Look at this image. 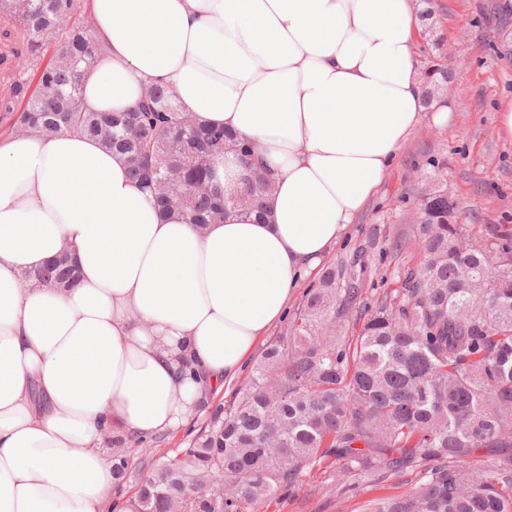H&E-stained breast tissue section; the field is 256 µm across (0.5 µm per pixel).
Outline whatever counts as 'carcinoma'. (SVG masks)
Segmentation results:
<instances>
[{
	"label": "carcinoma",
	"mask_w": 512,
	"mask_h": 512,
	"mask_svg": "<svg viewBox=\"0 0 512 512\" xmlns=\"http://www.w3.org/2000/svg\"><path fill=\"white\" fill-rule=\"evenodd\" d=\"M84 10L83 0H0V112L15 116L12 131L98 140L153 188L162 212L199 228L231 210L263 212L272 171L249 141L180 111L170 86H149V97L126 112L86 106L82 79L106 48L83 24ZM424 78L428 102L448 71ZM227 153L247 177L219 191L211 162ZM459 211L444 188L418 193L412 218L423 260L396 266V294L362 304L356 336L348 335V313L377 264L406 241L394 240L378 263L361 247L326 268L247 380L214 405L186 447L146 449L150 480L120 510L215 512L201 481L222 475L221 512H255L328 462L338 481L421 474L410 494L380 498L372 512H512V226L474 232L459 223ZM75 277L70 262L56 259L23 280L67 288ZM478 450L486 461L473 470L467 457ZM112 462L120 484L129 472L125 439L112 441Z\"/></svg>",
	"instance_id": "carcinoma-1"
}]
</instances>
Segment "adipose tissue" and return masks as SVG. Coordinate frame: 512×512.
<instances>
[{
  "label": "adipose tissue",
  "instance_id": "obj_1",
  "mask_svg": "<svg viewBox=\"0 0 512 512\" xmlns=\"http://www.w3.org/2000/svg\"><path fill=\"white\" fill-rule=\"evenodd\" d=\"M95 111L172 83L253 143L268 222L159 216L124 159L73 133L0 135V512H110L112 440L184 427L234 380L423 121L412 0H89ZM68 291L21 288L62 248Z\"/></svg>",
  "mask_w": 512,
  "mask_h": 512
}]
</instances>
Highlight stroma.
<instances>
[{
    "mask_svg": "<svg viewBox=\"0 0 512 512\" xmlns=\"http://www.w3.org/2000/svg\"><path fill=\"white\" fill-rule=\"evenodd\" d=\"M502 0H432L442 48L418 41L420 67L443 64V97L453 107L447 126L424 122L410 136L384 181L351 229L327 255L343 259L357 246L372 250L410 237V209L429 160L445 161L448 193L466 224L512 225V142L499 138V108L512 98V12ZM404 472L374 482L336 485L328 466L307 471L292 488L277 491L256 512H370L374 500L402 496L417 482Z\"/></svg>",
    "mask_w": 512,
    "mask_h": 512,
    "instance_id": "35a3bbf8",
    "label": "stroma"
}]
</instances>
